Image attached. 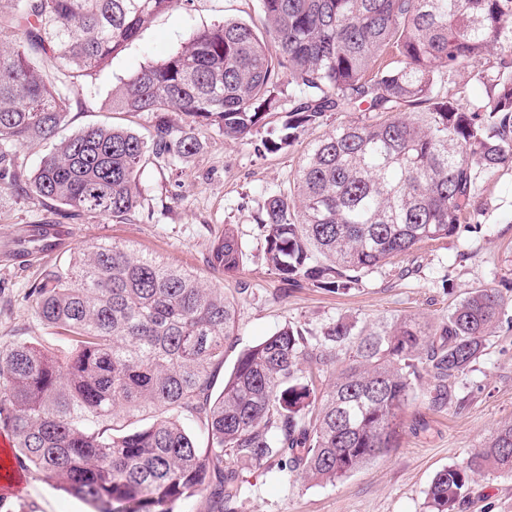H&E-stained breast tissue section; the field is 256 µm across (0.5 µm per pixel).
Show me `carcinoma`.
Listing matches in <instances>:
<instances>
[{"label":"carcinoma","mask_w":512,"mask_h":512,"mask_svg":"<svg viewBox=\"0 0 512 512\" xmlns=\"http://www.w3.org/2000/svg\"><path fill=\"white\" fill-rule=\"evenodd\" d=\"M257 2L265 35L225 19L113 87L112 110L155 115L150 138L102 125L58 141L79 78L108 66L175 0H0V178L122 218L139 206L143 165L193 155L198 126L242 141L282 112L264 141L277 152L329 112H360L310 146L292 188L269 195L257 224L268 269L291 288L343 294L422 242L478 229L481 184L512 170V0ZM462 66L484 93L460 90ZM169 112L187 123L173 127ZM30 143L51 149L26 175L16 149ZM244 256L226 227L208 264L232 276ZM31 298L64 347L0 346V430L19 467L94 512H177L203 492L224 512L242 467L271 460L333 485L399 446L423 375L431 406L461 408L456 379L512 323L502 296L477 288L435 329L339 319L316 347L288 326L241 351L216 394L239 330L224 288L101 240ZM338 351L348 363L325 388ZM188 416L205 426L206 446L184 427ZM486 471L512 475L511 422L436 473L424 512H455Z\"/></svg>","instance_id":"1"}]
</instances>
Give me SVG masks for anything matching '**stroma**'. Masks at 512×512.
<instances>
[{"mask_svg":"<svg viewBox=\"0 0 512 512\" xmlns=\"http://www.w3.org/2000/svg\"><path fill=\"white\" fill-rule=\"evenodd\" d=\"M261 25L257 0H178L159 14L110 66L82 80L72 97L60 137L85 128L113 124L149 136V112H112L108 95L120 79L174 51L191 30L224 19ZM339 115L310 129L292 147L266 151L267 128L248 139H226L214 127L196 134L200 150L184 159H157L139 174L140 206L118 220L65 211L9 187H0V245L32 224H63L73 243L111 239L189 270L207 283H220L239 301V336L226 349L225 365L239 353L293 326L319 342L325 329L345 317L357 325L417 317L439 325L468 292L494 288L512 307V173L485 184L477 232L428 241L395 257L392 264L367 272L346 294L317 288L286 289L264 262L265 242L257 220L268 195L292 183L306 148L335 128ZM232 226L245 253L236 277L220 279L207 260L215 238ZM71 249L53 253L31 266L0 265V345L30 341L54 348L59 339L37 319L30 292L49 271L65 264ZM431 380L416 386L417 397L404 415L399 448L336 484L316 485L274 462L246 466L233 512H423L425 492L437 472L465 463L506 421H512V326L502 325L485 354L459 376L456 388L466 400L454 412L428 405ZM20 493L0 495V512H92L88 503L48 483L36 471L16 470ZM458 512H512V476L489 474L476 483Z\"/></svg>","mask_w":512,"mask_h":512,"instance_id":"stroma-1","label":"stroma"}]
</instances>
